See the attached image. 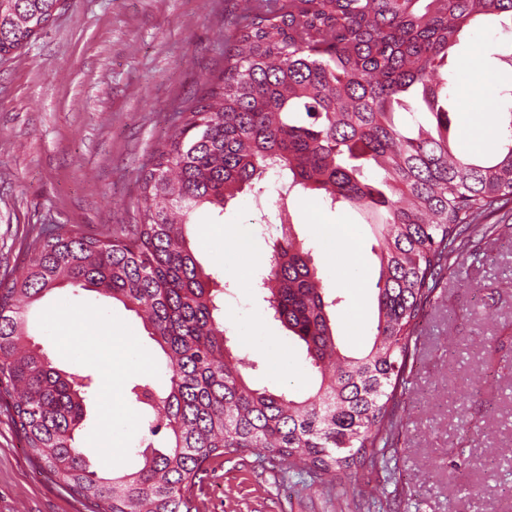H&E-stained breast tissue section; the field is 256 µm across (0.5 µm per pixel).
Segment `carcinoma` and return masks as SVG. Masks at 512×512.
Listing matches in <instances>:
<instances>
[{
	"label": "carcinoma",
	"instance_id": "obj_1",
	"mask_svg": "<svg viewBox=\"0 0 512 512\" xmlns=\"http://www.w3.org/2000/svg\"><path fill=\"white\" fill-rule=\"evenodd\" d=\"M62 0H0V59L24 52ZM512 18V0H282L244 23L180 112L181 126L141 167L142 220L101 238L53 224L20 272L0 281V403L37 466L85 512H191L202 466L252 453L325 477L385 470L407 362L434 283L466 234L512 201V89L502 140L460 153L448 99V53L463 30ZM291 193L322 194L366 215L377 241L374 340L338 351L337 304L280 224L259 288L302 347L317 390L307 399L248 381L254 362L231 351L217 289L186 226L224 210L269 173ZM65 285L104 293L142 320L166 355L165 382L140 381L136 469H91L79 446L91 378L66 372L31 341L28 311Z\"/></svg>",
	"mask_w": 512,
	"mask_h": 512
}]
</instances>
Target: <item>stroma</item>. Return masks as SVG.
<instances>
[{
  "label": "stroma",
  "instance_id": "stroma-1",
  "mask_svg": "<svg viewBox=\"0 0 512 512\" xmlns=\"http://www.w3.org/2000/svg\"><path fill=\"white\" fill-rule=\"evenodd\" d=\"M246 0H65L30 48L0 61V279L11 275L38 231L67 224L108 236L140 221L142 165L179 126L184 101L224 65V50L244 19ZM500 22L464 30L448 59L460 73L451 117L461 152L494 147L496 112L477 103L512 87V66L488 57V43L508 39ZM280 183H262L223 214L205 211L188 227L196 259L224 281L222 250L269 262ZM296 238L343 301L332 314L336 342L363 352L376 325L372 307L379 264L363 215L329 209L315 194L286 201ZM473 257L451 264L418 328L407 384L391 438L389 472L346 478L332 490L254 454L205 463L188 496L192 512H512V204L482 218ZM357 228L345 246V226ZM353 254L363 277L339 268ZM224 324L260 321L273 346L233 337L234 352H252V383L287 387L306 397L314 382L300 349L287 338L258 289L227 282ZM29 331L60 366L93 374L98 399L88 411L81 446L95 468L131 466L140 413L128 389L160 377L166 359L135 312L95 292L64 286L28 314ZM108 335V357L90 339ZM138 336L150 370L124 367L127 336ZM287 350L279 360V350ZM0 512H84L80 501L41 473L0 408Z\"/></svg>",
  "mask_w": 512,
  "mask_h": 512
}]
</instances>
